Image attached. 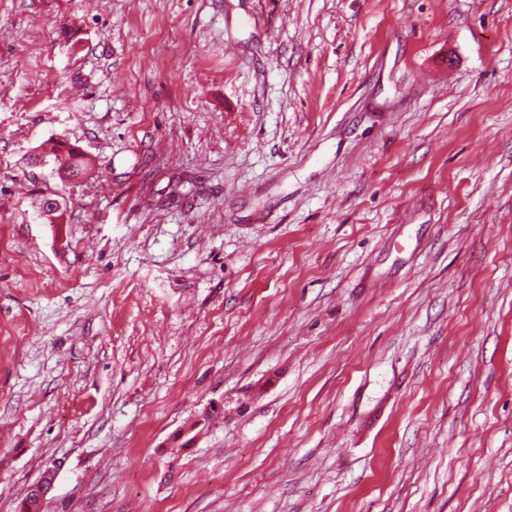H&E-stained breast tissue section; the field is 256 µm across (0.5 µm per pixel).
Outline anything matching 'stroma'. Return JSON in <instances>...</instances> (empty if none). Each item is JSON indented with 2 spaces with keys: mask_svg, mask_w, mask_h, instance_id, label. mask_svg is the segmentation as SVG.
<instances>
[{
  "mask_svg": "<svg viewBox=\"0 0 512 512\" xmlns=\"http://www.w3.org/2000/svg\"><path fill=\"white\" fill-rule=\"evenodd\" d=\"M47 472L512 512V0H0V512ZM53 161L55 165V170L59 169L62 166H68L70 170V174L77 177L85 176L91 167V161L82 157L80 153H76L73 150H68L66 154L63 153H54Z\"/></svg>",
  "mask_w": 512,
  "mask_h": 512,
  "instance_id": "stroma-1",
  "label": "stroma"
}]
</instances>
